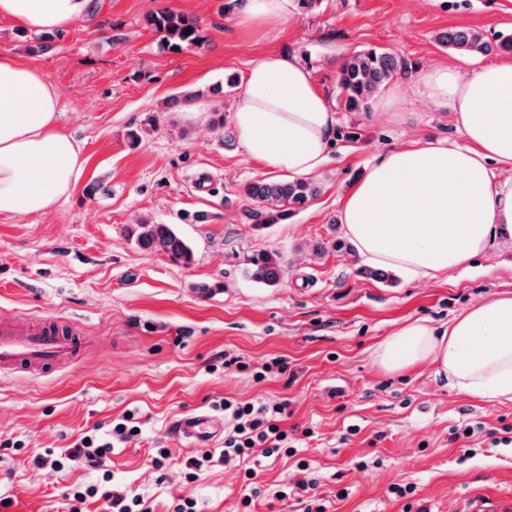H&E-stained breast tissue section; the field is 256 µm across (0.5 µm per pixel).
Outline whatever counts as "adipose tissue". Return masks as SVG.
I'll return each instance as SVG.
<instances>
[{
    "label": "adipose tissue",
    "instance_id": "ef3b65f1",
    "mask_svg": "<svg viewBox=\"0 0 512 512\" xmlns=\"http://www.w3.org/2000/svg\"><path fill=\"white\" fill-rule=\"evenodd\" d=\"M290 6L242 0L237 25L275 32ZM87 8L88 0H0V17L39 31L67 27ZM413 98L450 113L463 144L413 140L389 151L345 197L340 222L363 259L424 281L512 245V56L470 72L430 67L395 85L376 113L402 111ZM59 100L43 71L0 54V215H38L73 191L83 158L58 124ZM233 124L251 159L308 176L325 163L337 117L297 57L271 52L245 72ZM375 360L389 374L429 367L458 393L512 401V291L444 328L405 323L378 344Z\"/></svg>",
    "mask_w": 512,
    "mask_h": 512
}]
</instances>
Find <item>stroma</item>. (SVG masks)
<instances>
[{
  "label": "stroma",
  "mask_w": 512,
  "mask_h": 512,
  "mask_svg": "<svg viewBox=\"0 0 512 512\" xmlns=\"http://www.w3.org/2000/svg\"><path fill=\"white\" fill-rule=\"evenodd\" d=\"M502 3L321 0L266 35L237 27L238 0H97L93 17L54 30L36 54L34 32L0 19V53L57 87L60 123L84 160L68 198L36 216L0 215V317L71 321L94 340L67 367L0 375V512H70L73 488L104 486L138 494L151 512H172L184 497L196 512H512V402L458 394L428 369L388 374L374 359L405 322L439 327L512 290V249L411 282L394 270L366 277L363 258L332 246L345 237L342 201L368 167L409 141L457 136L448 113L419 99L398 117L340 110L338 63L381 48L407 58L415 76L433 65L477 68L485 57L435 36L458 27L512 34ZM159 8L197 17L204 43L165 49L145 24ZM268 52L299 57L339 127L358 137L333 138L315 175L320 193L304 210L259 225L239 189L284 173L247 156L231 115L238 80ZM191 92L204 112H189ZM198 169L216 176L212 195L193 191ZM143 217L175 225L193 263L135 246L124 228ZM257 249L281 257L277 286L244 277ZM227 399L285 405L292 454L257 448L225 461L223 441L176 437L180 418L223 416ZM126 414L139 429L130 441L114 431ZM91 430L112 443L106 470L64 458ZM161 448L172 459L158 468ZM37 450L64 469L34 467ZM190 458L202 462L194 481L181 466Z\"/></svg>",
  "instance_id": "35a3bbf8"
}]
</instances>
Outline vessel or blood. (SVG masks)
Returning a JSON list of instances; mask_svg holds the SVG:
<instances>
[{
  "mask_svg": "<svg viewBox=\"0 0 512 512\" xmlns=\"http://www.w3.org/2000/svg\"><path fill=\"white\" fill-rule=\"evenodd\" d=\"M88 339L79 330L50 322L0 319V372L40 371L76 361ZM224 431L223 420L202 412L182 420L178 433L193 444H211Z\"/></svg>",
  "mask_w": 512,
  "mask_h": 512,
  "instance_id": "b4317fda",
  "label": "vessel or blood"
}]
</instances>
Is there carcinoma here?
<instances>
[{
	"mask_svg": "<svg viewBox=\"0 0 512 512\" xmlns=\"http://www.w3.org/2000/svg\"><path fill=\"white\" fill-rule=\"evenodd\" d=\"M150 28L162 35L173 50L189 48L204 41L200 21L170 9L147 15ZM439 44L471 55L512 52V35L494 40L482 31L450 28L436 35ZM411 71L408 61L395 52L367 48L346 56L337 71L340 100L347 112H368L374 97L393 81ZM241 195L256 208L248 217L256 224H275L304 208L318 193V182L308 178L258 179L242 186ZM128 238L141 249L161 251L177 265L189 266L194 260L190 245L172 224H156L142 218L126 228ZM280 258L267 251L256 250L248 258L245 274L255 282L274 286L283 276Z\"/></svg>",
	"mask_w": 512,
	"mask_h": 512,
	"instance_id": "carcinoma-1",
	"label": "carcinoma"
}]
</instances>
